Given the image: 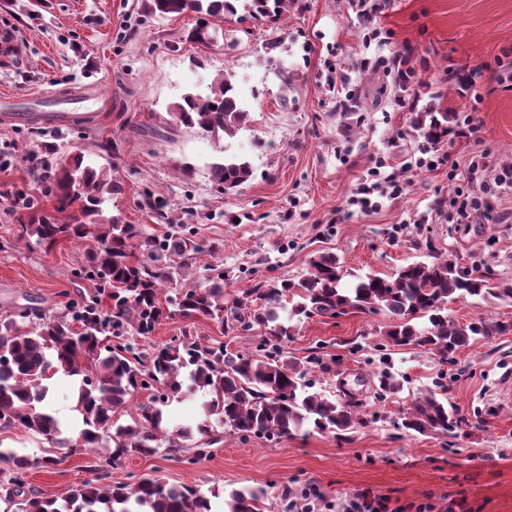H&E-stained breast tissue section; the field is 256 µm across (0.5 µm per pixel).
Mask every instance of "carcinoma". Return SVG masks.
Returning <instances> with one entry per match:
<instances>
[{
  "label": "carcinoma",
  "instance_id": "carcinoma-1",
  "mask_svg": "<svg viewBox=\"0 0 512 512\" xmlns=\"http://www.w3.org/2000/svg\"><path fill=\"white\" fill-rule=\"evenodd\" d=\"M236 0H146L148 14L166 19L186 13L219 22L224 14L237 13ZM288 8V0H247L245 9L258 21H276ZM171 121L198 128L219 142L232 139L249 121L231 75L214 77L204 92L190 91L169 105ZM452 112H425L416 124L418 136L436 147L448 137ZM44 183L59 203L56 218L34 213L21 225L22 233L36 244L51 246L63 237L78 241L94 229L95 249L79 277L93 281L96 296L67 312L34 323L9 316L0 320V428L21 427L43 436L57 448L75 450V441L63 435L53 416L38 412L34 403L48 395V381L61 373L79 381L77 410L82 416L78 438L86 450L105 449L95 466V477L69 489L59 498H24V512H100L112 504V512H211L210 501L198 490L169 484L156 476H144L133 486L108 483L112 463L133 454L152 456L162 447L181 450L180 441L193 433L212 436L227 427L242 438L292 437L300 433L332 432L349 440L367 420L359 417L349 401L331 400L307 380L309 361L281 351L259 356L203 347L185 336L177 344L154 351L149 364L131 346L105 344L104 318L98 297L112 300V321L145 337L152 333L164 309L159 295L170 288L175 297L168 304L185 317L210 318L223 328L273 327L272 337H288L289 327L280 323L285 301L296 299L288 317L343 314L348 310L382 312L389 317L383 332L385 342L376 349V368L370 372L373 397L378 401L399 393L403 383L391 371V348L413 346L437 356L443 363L456 362L455 354L470 342L512 334V322L477 318L460 323L448 316V305L474 299L512 304V282L496 281L460 269L454 262L435 258L430 263L414 261L391 277L355 275L346 272L336 255L319 253L308 258L307 273L295 281H269L253 289L252 297L235 301L232 317L224 318V272L204 264V288H180L178 277L189 264L171 266L166 258L217 252L194 240L179 237L157 239L136 224H123L118 217L104 219L102 205L119 193L121 185L108 178L107 168L85 161L76 154L54 162L43 160ZM251 176V165L237 156L210 165V177L231 190ZM78 209H73V204ZM139 246L147 260L130 261ZM142 389L155 391L154 403L133 408ZM198 390L210 399L204 404L205 420L196 427H169L162 406L169 399ZM130 413V422L114 421L118 411ZM461 418L448 402L440 381L417 393L412 407L396 428L413 435L452 437L461 428ZM0 459L12 463L8 495L24 493L32 463L27 457L0 451ZM265 493L242 489L224 501V512H264Z\"/></svg>",
  "mask_w": 512,
  "mask_h": 512
}]
</instances>
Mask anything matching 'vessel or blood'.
<instances>
[{"mask_svg":"<svg viewBox=\"0 0 512 512\" xmlns=\"http://www.w3.org/2000/svg\"><path fill=\"white\" fill-rule=\"evenodd\" d=\"M20 31L9 24L0 25V68L12 69L20 62L19 44ZM93 102L100 108H107L111 101L105 97L99 86L87 84L55 91L47 95L32 93L20 98L14 95L0 97V112H27L32 104H39L42 111L53 113L59 124H69L79 104Z\"/></svg>","mask_w":512,"mask_h":512,"instance_id":"1","label":"vessel or blood"}]
</instances>
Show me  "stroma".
<instances>
[{
    "instance_id": "35a3bbf8",
    "label": "stroma",
    "mask_w": 512,
    "mask_h": 512,
    "mask_svg": "<svg viewBox=\"0 0 512 512\" xmlns=\"http://www.w3.org/2000/svg\"><path fill=\"white\" fill-rule=\"evenodd\" d=\"M143 3L0 0V23L22 32V65L0 70V94L95 83L112 97L92 126L77 120L60 129L46 118L0 117V145L11 153L9 166H0V319L21 309L35 321L57 316L94 291L75 275L91 238H62L48 247L20 234L31 208L17 205V198L55 211V199L21 157L22 150L47 146L114 169L122 191L104 204L105 216L144 225L152 235L220 245L215 261L224 269L228 303L262 281L305 274L316 252L335 253L350 275H390L421 258L414 248L419 240L431 241L435 255L465 270L512 280V187L490 197L486 218H462L448 206L512 169V86L499 85L485 69L512 49V0H384L374 21L385 36L368 46L364 22L348 0H290L273 23L256 22L241 7L225 16L224 36L211 45L187 41L194 16L156 19ZM400 52L426 59L428 86L408 93L394 82L385 62ZM452 64L481 71L480 103L449 84ZM339 68L354 92L342 108L326 82ZM224 72L247 93L245 129L223 145L171 123L169 103ZM406 97L412 108L400 107ZM472 107L482 123L481 145L449 135L429 153L435 168L416 167L423 147L413 127L416 113ZM106 140L116 143V152L99 153ZM227 147L252 165L250 179L232 191L209 174ZM378 156L403 192L364 212L351 199ZM474 159L479 169L473 173ZM388 321L382 313L304 318L292 321L282 344L290 355L318 358L313 376L325 395L357 403L368 423L348 442L317 432L244 439L223 429L197 463L166 451L129 455L113 466L112 482L133 484L153 474L194 487L217 506L232 490L261 489L269 512L283 490L306 487L318 493L315 512H346L360 494L385 495L397 505L455 502L458 512H512V335L475 342L453 365L421 349L396 348L393 371L406 383L379 404L366 380V360ZM187 333L232 353L255 352L267 338L263 330L227 333L211 319L186 318L168 307L150 335L135 339L126 331L121 340L149 353ZM442 371L448 399L463 419L458 436L395 429L413 397ZM49 387L42 409L78 432L71 378L56 375ZM0 446L33 460L27 488L42 498L94 477L96 457L89 451L67 456L19 428L0 429Z\"/></svg>"
}]
</instances>
